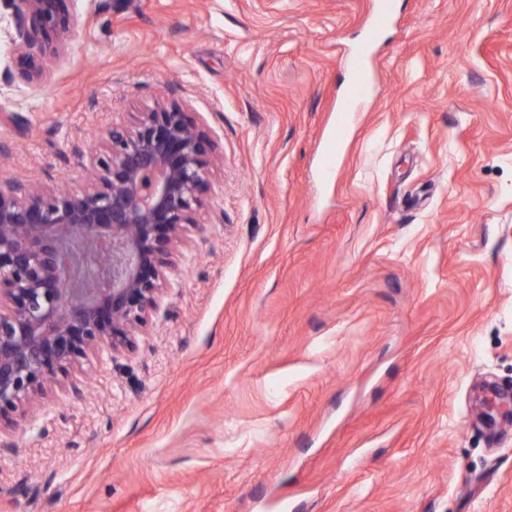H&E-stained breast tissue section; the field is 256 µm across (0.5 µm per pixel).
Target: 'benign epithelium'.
<instances>
[{"instance_id": "obj_1", "label": "benign epithelium", "mask_w": 512, "mask_h": 512, "mask_svg": "<svg viewBox=\"0 0 512 512\" xmlns=\"http://www.w3.org/2000/svg\"><path fill=\"white\" fill-rule=\"evenodd\" d=\"M12 2L7 55L39 84L68 50L77 0ZM78 158V192L0 176V430L51 385L81 395L69 376L84 362L147 335L170 274L222 223L206 193L223 156L189 99L138 104Z\"/></svg>"}]
</instances>
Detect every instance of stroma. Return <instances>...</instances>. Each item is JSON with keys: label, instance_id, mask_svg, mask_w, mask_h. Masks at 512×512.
Returning <instances> with one entry per match:
<instances>
[{"label": "stroma", "instance_id": "1", "mask_svg": "<svg viewBox=\"0 0 512 512\" xmlns=\"http://www.w3.org/2000/svg\"><path fill=\"white\" fill-rule=\"evenodd\" d=\"M391 2L93 0L37 86L0 41L1 174L80 189L162 90L224 155L149 335L0 432V512H512V0ZM363 53V50H360L348 59V66L354 74V84L343 98L342 108L339 112H353L351 108L353 101L360 99L364 95L366 84L362 74Z\"/></svg>", "mask_w": 512, "mask_h": 512}]
</instances>
